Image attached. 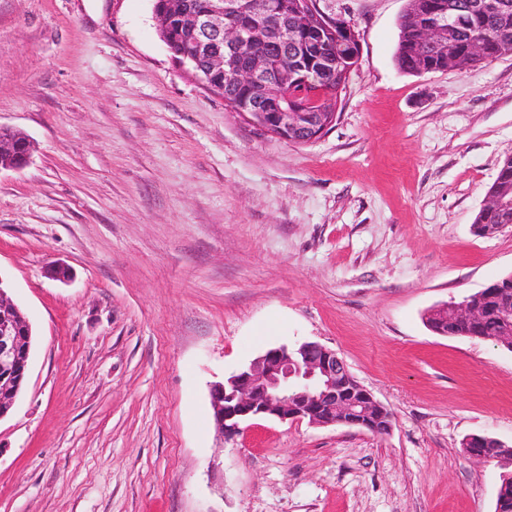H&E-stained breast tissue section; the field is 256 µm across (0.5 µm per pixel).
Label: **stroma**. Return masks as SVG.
I'll return each instance as SVG.
<instances>
[{"instance_id":"35a3bbf8","label":"stroma","mask_w":512,"mask_h":512,"mask_svg":"<svg viewBox=\"0 0 512 512\" xmlns=\"http://www.w3.org/2000/svg\"><path fill=\"white\" fill-rule=\"evenodd\" d=\"M407 0H320L360 56L335 126L296 145L159 37L152 0H0V280L34 332L0 419V512H495L512 351L433 307L512 274L473 231L512 154V53L402 72ZM64 267L67 279L54 278ZM316 342L391 413L381 436L210 405L269 348ZM6 130L14 132L0 126V170L23 168L30 162L33 149L24 143H14V138L4 135ZM467 441L470 444H473L474 446H476V448H468L464 444V440H463V442L461 443L463 453L465 455H467L471 451L481 450L482 448H485L484 450H482L480 452L475 451V452L470 453L468 457L470 459H473V460H476L479 462H483L486 464H490V461H491L490 454L495 453L498 448H507L504 451H502V454H506L507 456H509L511 458V466L504 467L503 465H500L499 461H493V462H495V464L497 466H499V468L502 470V472H511L512 473V469L509 470V468L512 467V450H511V448H508V446L505 445L503 442L493 439V438H490L486 435H477V434L468 436ZM490 444H491V447H490ZM487 448H490V451H488Z\"/></svg>"}]
</instances>
